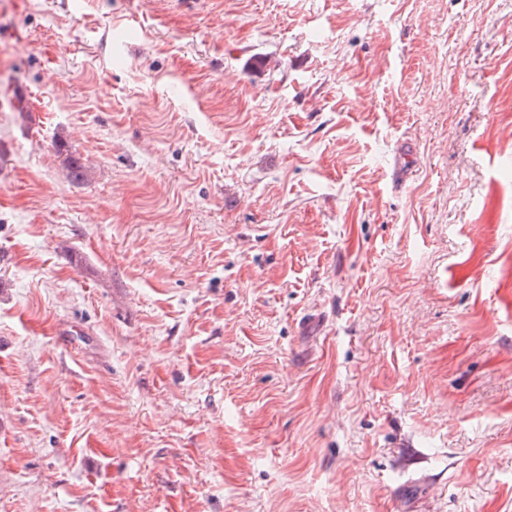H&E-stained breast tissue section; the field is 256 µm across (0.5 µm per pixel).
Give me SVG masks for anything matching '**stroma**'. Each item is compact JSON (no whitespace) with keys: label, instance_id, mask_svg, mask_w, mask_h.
<instances>
[{"label":"stroma","instance_id":"stroma-1","mask_svg":"<svg viewBox=\"0 0 512 512\" xmlns=\"http://www.w3.org/2000/svg\"><path fill=\"white\" fill-rule=\"evenodd\" d=\"M506 158L512 0H0V512H512Z\"/></svg>","mask_w":512,"mask_h":512}]
</instances>
